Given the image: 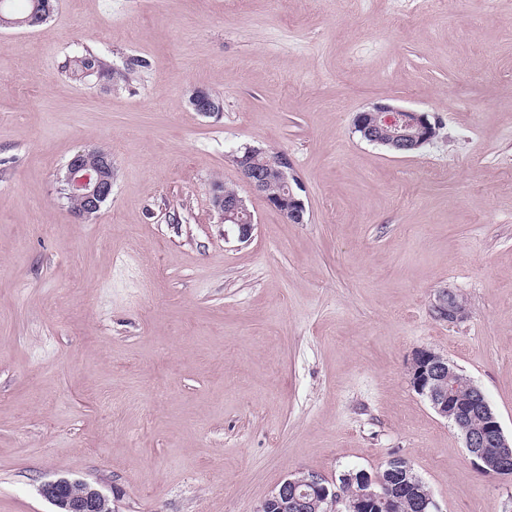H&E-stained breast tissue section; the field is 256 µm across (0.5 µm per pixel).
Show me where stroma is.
Here are the masks:
<instances>
[{"label":"stroma","mask_w":512,"mask_h":512,"mask_svg":"<svg viewBox=\"0 0 512 512\" xmlns=\"http://www.w3.org/2000/svg\"><path fill=\"white\" fill-rule=\"evenodd\" d=\"M225 2L56 0L0 29V512H54L59 478L116 512H256L289 473L336 484L395 455L439 512H512V478L480 473L407 376L440 351L512 435V0ZM87 49L144 65L82 84L64 65ZM376 104L430 113L438 139L362 140ZM246 145L288 155L307 223L242 181ZM93 148L112 195L80 222L59 177ZM441 288L463 319L433 317ZM210 200L224 223L237 227L240 240L247 241L252 237L254 219L241 196L236 192L213 186Z\"/></svg>","instance_id":"obj_1"}]
</instances>
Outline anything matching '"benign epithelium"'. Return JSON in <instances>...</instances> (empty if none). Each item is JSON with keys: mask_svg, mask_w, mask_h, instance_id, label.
<instances>
[{"mask_svg": "<svg viewBox=\"0 0 512 512\" xmlns=\"http://www.w3.org/2000/svg\"><path fill=\"white\" fill-rule=\"evenodd\" d=\"M189 104L197 112L211 115L218 105L204 91H195ZM439 123L429 113L379 104L357 114L355 131L362 139L389 148L397 154H411L433 142ZM243 181L255 192L265 195L268 204L290 224L306 223L307 210L294 191L297 179L283 153L276 154L261 170L254 158L246 153L234 157ZM276 175L288 187L282 195L266 193L268 175ZM60 181L70 196H78L84 204L83 214L100 210L112 195V159L104 151L80 152L66 165ZM211 204L226 224L238 229V237H252L254 219L244 199L235 192L217 186L211 189ZM432 313L440 321L453 323L466 314L464 300L449 289L439 291L432 303ZM456 366L443 353L431 348H419L412 353L408 369L410 387L428 401L434 412L450 422L464 440L465 448L479 470L491 476L512 475V437L507 436L500 420L484 392L470 384L462 395L451 384ZM481 417L475 426L471 418ZM404 458L387 461L386 473L346 474L341 488L330 484L314 472L291 473L257 508L269 512H392L395 494L400 488L392 484L395 475L402 473ZM42 495L58 508V512H112L109 500L91 484L81 480L59 478L41 487Z\"/></svg>", "mask_w": 512, "mask_h": 512, "instance_id": "benign-epithelium-1", "label": "benign epithelium"}]
</instances>
